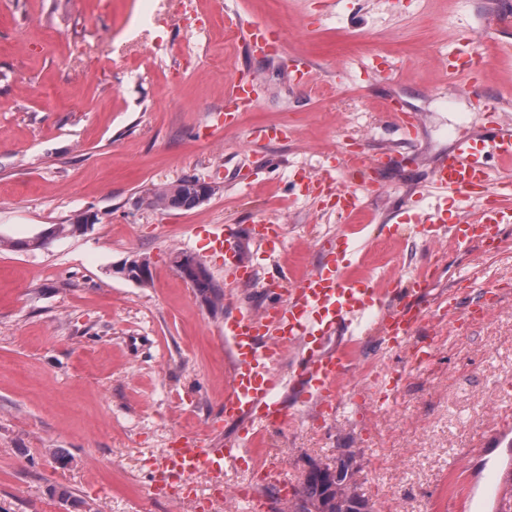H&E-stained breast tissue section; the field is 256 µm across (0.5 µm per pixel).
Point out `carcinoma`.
I'll list each match as a JSON object with an SVG mask.
<instances>
[{"label":"carcinoma","instance_id":"cac0c4a2","mask_svg":"<svg viewBox=\"0 0 512 512\" xmlns=\"http://www.w3.org/2000/svg\"><path fill=\"white\" fill-rule=\"evenodd\" d=\"M211 187L196 178H187L169 189L155 193L150 205L164 208L191 209L209 198ZM71 228L69 224H59L44 230L28 241L13 242L12 248H31L45 245L48 240ZM355 457L349 451L336 458V479L326 480L314 471L307 472L294 490L293 512H311V507L321 503L327 512H376L368 499L360 495L353 479Z\"/></svg>","mask_w":512,"mask_h":512}]
</instances>
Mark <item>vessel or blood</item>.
I'll return each mask as SVG.
<instances>
[{
  "label": "vessel or blood",
  "mask_w": 512,
  "mask_h": 512,
  "mask_svg": "<svg viewBox=\"0 0 512 512\" xmlns=\"http://www.w3.org/2000/svg\"><path fill=\"white\" fill-rule=\"evenodd\" d=\"M251 53L263 57L284 50V43L264 25L251 23L245 34ZM465 46L449 52L442 65L449 84H462L478 92L483 65L474 37ZM386 116L394 132L407 135L418 123L414 113L388 106ZM388 155L373 156L363 148H340L335 159L310 177L306 191L326 190L336 199L338 214L352 216L360 207L357 192L335 179V171L364 173L391 163ZM429 183L439 189L435 200L421 206L414 220L424 237L448 236L459 244L490 248L503 225L512 224V124L500 113H492L482 134H465L455 139L447 154L434 163ZM456 220H449V210ZM283 239L282 227L258 221L248 240L255 249L244 260L231 228L215 227L209 234L210 249L223 254L224 268L235 283H254L256 272L272 260ZM355 245L348 233H338L326 259L314 271L281 274L277 301L261 310L244 311L224 321V346L230 372L224 391V419L238 424L243 433L256 434L283 425L291 416L277 394L288 388L297 402L311 406L315 413L337 406L339 385L350 373V356L342 349L345 341L358 342L368 325H376L377 339L387 349H411V364L421 368L432 357L431 343L413 340L414 329L423 321L436 320L456 331L464 323L478 320L483 308L474 305L460 311L455 295L431 298L436 263L409 278L388 280L377 288L367 279L347 275L343 259ZM337 348H330V341ZM295 358L287 375L279 366L287 350ZM400 377L379 373L369 397L375 403L393 401L399 393ZM246 449L228 442L214 445L201 439L179 442L166 449L153 473L154 493L167 492L173 479L186 474L218 475L243 466Z\"/></svg>",
  "instance_id": "1"
}]
</instances>
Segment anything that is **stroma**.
I'll return each mask as SVG.
<instances>
[{"instance_id":"1","label":"stroma","mask_w":512,"mask_h":512,"mask_svg":"<svg viewBox=\"0 0 512 512\" xmlns=\"http://www.w3.org/2000/svg\"><path fill=\"white\" fill-rule=\"evenodd\" d=\"M0 0V237L31 239L88 216L83 234L41 248H0V512H193L191 501L152 495L156 462L178 439L206 434L244 443L251 461L297 487L311 465L356 450L354 479L376 512H448L454 478L475 485L467 512H489L500 445L512 429V225L488 254L475 244L391 238L382 227L424 191L432 163L452 141L443 131L467 114L487 124L483 101L503 99L512 121V26L484 0ZM276 30L288 58L259 59L226 27L227 12ZM489 57L479 93L450 96L439 66L461 32ZM387 54L398 74L364 73ZM312 85L292 78L301 61ZM252 81L255 109L234 126L217 113L236 80ZM454 98L455 110L442 107ZM398 100L420 122L408 138L386 127ZM396 149L405 163L379 178L385 195L362 194L348 270L380 284L427 262L434 295L478 301L497 284L479 321L452 335L420 324L429 365L382 350L374 335L352 348L355 368L403 373L394 403L342 394L317 419L299 403L273 431L243 436L222 409L227 358L220 332L234 306L260 309L249 285L209 303L173 264L195 257L215 285L224 257L213 226L281 223L278 265L313 269L341 230L329 194L302 196L346 143ZM193 177L213 193L198 207H152L148 195ZM148 260L147 282L128 271ZM71 499L62 502L60 490Z\"/></svg>"}]
</instances>
